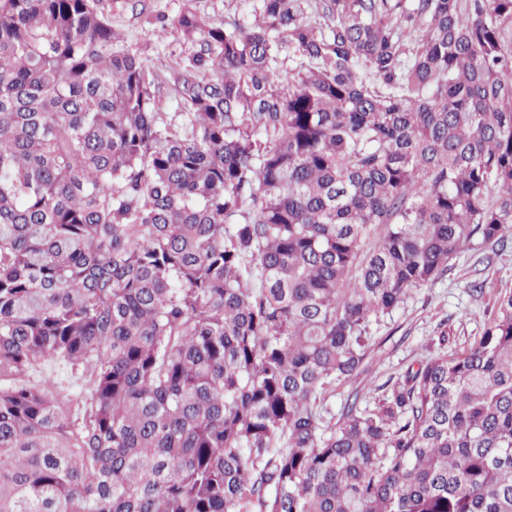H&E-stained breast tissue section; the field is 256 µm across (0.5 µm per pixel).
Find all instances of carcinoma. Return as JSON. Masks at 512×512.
<instances>
[{
	"label": "carcinoma",
	"instance_id": "1",
	"mask_svg": "<svg viewBox=\"0 0 512 512\" xmlns=\"http://www.w3.org/2000/svg\"><path fill=\"white\" fill-rule=\"evenodd\" d=\"M252 15L187 5L160 76L112 0H0V512H512V294L320 409L373 321L512 237V0Z\"/></svg>",
	"mask_w": 512,
	"mask_h": 512
}]
</instances>
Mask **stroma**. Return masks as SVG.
Masks as SVG:
<instances>
[{
    "label": "stroma",
    "instance_id": "obj_1",
    "mask_svg": "<svg viewBox=\"0 0 512 512\" xmlns=\"http://www.w3.org/2000/svg\"><path fill=\"white\" fill-rule=\"evenodd\" d=\"M185 3L149 0L148 12L138 14L122 0H114L112 25L148 68L164 71L174 66L178 49L172 35L158 34L155 18L161 14L175 19ZM473 282L482 284V293L471 292ZM509 293L512 245L494 248L473 240L444 277L413 290L389 315L372 324L362 372L336 383L321 403L326 424L342 422L348 397L357 395L361 406H375L419 360L439 351L440 335H447L451 349L467 347L482 335L494 300Z\"/></svg>",
    "mask_w": 512,
    "mask_h": 512
}]
</instances>
